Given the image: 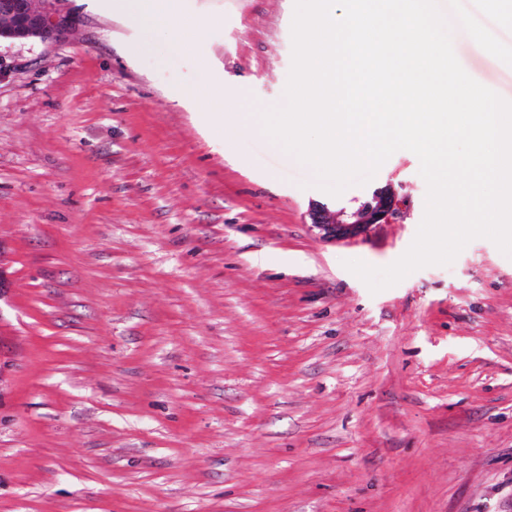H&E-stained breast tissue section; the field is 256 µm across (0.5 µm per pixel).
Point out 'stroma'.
I'll return each mask as SVG.
<instances>
[{
	"instance_id": "35a3bbf8",
	"label": "stroma",
	"mask_w": 512,
	"mask_h": 512,
	"mask_svg": "<svg viewBox=\"0 0 512 512\" xmlns=\"http://www.w3.org/2000/svg\"><path fill=\"white\" fill-rule=\"evenodd\" d=\"M439 3L512 101V11ZM106 4L0 41V512H512V259L371 293L344 263L408 249L417 156L333 197L209 104H283L294 0H176L182 48ZM386 185L391 223L312 224Z\"/></svg>"
}]
</instances>
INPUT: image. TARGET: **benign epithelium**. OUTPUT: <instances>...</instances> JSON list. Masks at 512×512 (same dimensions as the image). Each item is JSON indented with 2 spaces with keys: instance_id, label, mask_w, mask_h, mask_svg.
<instances>
[{
  "instance_id": "1",
  "label": "benign epithelium",
  "mask_w": 512,
  "mask_h": 512,
  "mask_svg": "<svg viewBox=\"0 0 512 512\" xmlns=\"http://www.w3.org/2000/svg\"><path fill=\"white\" fill-rule=\"evenodd\" d=\"M57 0H0V40H57L75 26L72 15L55 7ZM397 213L393 189L375 190L370 200L353 208L332 211L323 204L311 209L310 217L323 236L349 239L366 231L372 224H386Z\"/></svg>"
}]
</instances>
